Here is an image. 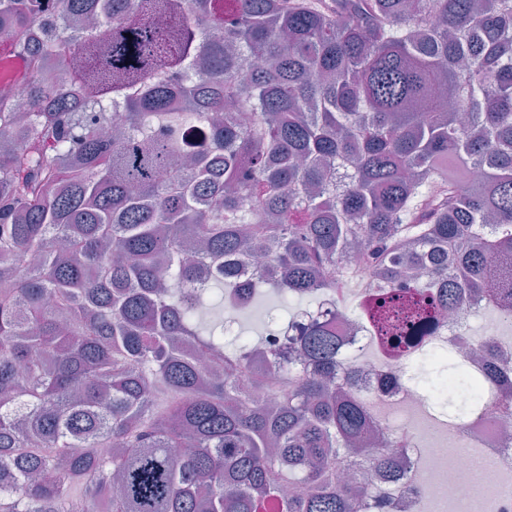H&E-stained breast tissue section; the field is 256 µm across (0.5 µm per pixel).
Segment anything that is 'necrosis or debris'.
<instances>
[{
	"mask_svg": "<svg viewBox=\"0 0 512 512\" xmlns=\"http://www.w3.org/2000/svg\"><path fill=\"white\" fill-rule=\"evenodd\" d=\"M484 311L483 303L466 301L453 321L440 325L430 348L444 352L461 340L470 350L496 346L500 327L479 335L471 331V319ZM359 388L365 399L395 407L390 431L414 440L401 451L404 475L391 488L393 498L412 499L415 512H512V439H503L498 419L476 420L457 436L441 437L439 421L430 416L434 398L414 388L405 361L370 364ZM475 481L486 493L484 500L470 494Z\"/></svg>",
	"mask_w": 512,
	"mask_h": 512,
	"instance_id": "necrosis-or-debris-1",
	"label": "necrosis or debris"
}]
</instances>
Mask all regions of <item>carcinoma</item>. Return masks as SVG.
<instances>
[{
    "instance_id": "cac0c4a2",
    "label": "carcinoma",
    "mask_w": 512,
    "mask_h": 512,
    "mask_svg": "<svg viewBox=\"0 0 512 512\" xmlns=\"http://www.w3.org/2000/svg\"><path fill=\"white\" fill-rule=\"evenodd\" d=\"M60 2L0 0V512L381 506L410 441L360 360L469 298L512 320V0ZM254 255L279 296L361 289L370 344L204 329ZM499 361L435 357L453 430L512 419Z\"/></svg>"
}]
</instances>
